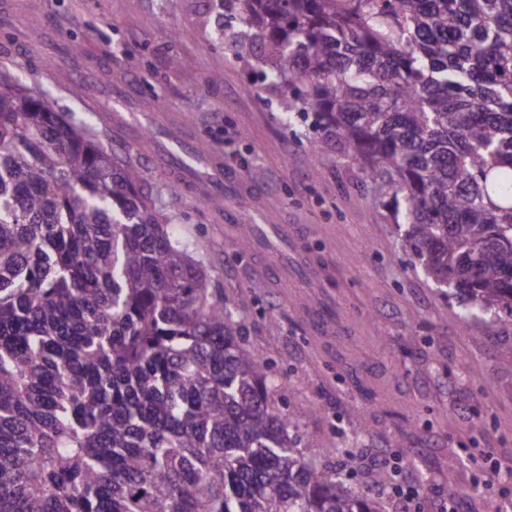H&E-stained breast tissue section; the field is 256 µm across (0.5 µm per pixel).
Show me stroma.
Returning a JSON list of instances; mask_svg holds the SVG:
<instances>
[{
	"label": "stroma",
	"mask_w": 512,
	"mask_h": 512,
	"mask_svg": "<svg viewBox=\"0 0 512 512\" xmlns=\"http://www.w3.org/2000/svg\"><path fill=\"white\" fill-rule=\"evenodd\" d=\"M216 9L215 0H0V64L138 167L177 234L205 242L215 286L248 297L236 311L242 339L274 367L275 408L310 411L297 428L307 458L351 465L350 491L388 510L393 501L369 479L378 467L396 488L418 490V512L449 500L455 512H506L512 483L466 497L458 489L477 479L469 459L482 449L493 451L486 468L512 467V366L499 362L512 327L462 326L457 299L402 252L391 192L344 154L313 160L314 116L286 119L287 88L263 81L249 47L216 39ZM35 25L43 36L33 42ZM177 56L191 66H174ZM218 68L224 79L211 82ZM104 70L119 75L134 117L123 133L104 119ZM146 131L153 149L188 138L217 155L224 187L199 162L191 176L148 163L138 147ZM205 189L223 192V209L204 202ZM280 224L290 239L274 237ZM244 225L272 235L266 261L236 248Z\"/></svg>",
	"instance_id": "1"
}]
</instances>
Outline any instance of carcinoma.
<instances>
[{"mask_svg":"<svg viewBox=\"0 0 512 512\" xmlns=\"http://www.w3.org/2000/svg\"><path fill=\"white\" fill-rule=\"evenodd\" d=\"M220 39L380 177L460 320L512 325V0H236ZM138 168L0 80V512H384L306 460L308 412Z\"/></svg>","mask_w":512,"mask_h":512,"instance_id":"obj_1","label":"carcinoma"}]
</instances>
